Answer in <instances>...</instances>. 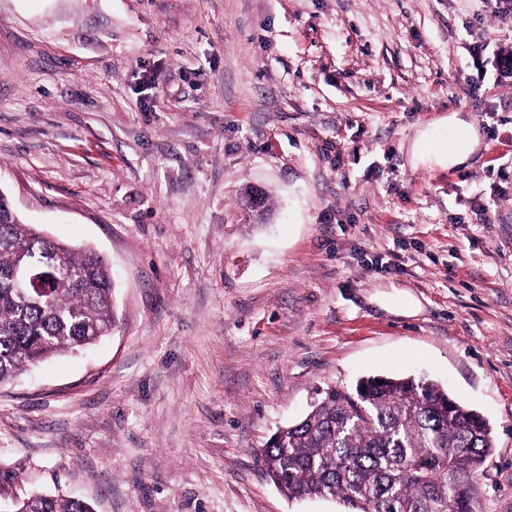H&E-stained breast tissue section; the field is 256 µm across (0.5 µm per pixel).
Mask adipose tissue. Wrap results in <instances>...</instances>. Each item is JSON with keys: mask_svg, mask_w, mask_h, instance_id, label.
Returning <instances> with one entry per match:
<instances>
[{"mask_svg": "<svg viewBox=\"0 0 512 512\" xmlns=\"http://www.w3.org/2000/svg\"><path fill=\"white\" fill-rule=\"evenodd\" d=\"M457 132V139L450 144H439L438 139L443 130ZM480 137L468 118L452 114L447 119L446 127L433 126L421 130L410 148L411 161L416 165L455 168L465 165L476 153Z\"/></svg>", "mask_w": 512, "mask_h": 512, "instance_id": "ef3b65f1", "label": "adipose tissue"}]
</instances>
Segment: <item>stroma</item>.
I'll return each mask as SVG.
<instances>
[{
    "label": "stroma",
    "instance_id": "obj_1",
    "mask_svg": "<svg viewBox=\"0 0 512 512\" xmlns=\"http://www.w3.org/2000/svg\"><path fill=\"white\" fill-rule=\"evenodd\" d=\"M492 39L473 0H0V191L105 255L116 316L0 385V512H347L255 453L374 374L482 415L512 512V85L464 79ZM453 112L495 159L412 167ZM11 512H93L91 506L80 499H66L51 494H36L13 503Z\"/></svg>",
    "mask_w": 512,
    "mask_h": 512
}]
</instances>
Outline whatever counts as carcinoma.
I'll use <instances>...</instances> for the list:
<instances>
[{"instance_id":"1","label":"carcinoma","mask_w":512,"mask_h":512,"mask_svg":"<svg viewBox=\"0 0 512 512\" xmlns=\"http://www.w3.org/2000/svg\"><path fill=\"white\" fill-rule=\"evenodd\" d=\"M27 259L49 272L39 291L13 278ZM107 261L45 236L0 200V384L112 333ZM495 448L479 414L426 378L368 376L329 387L258 453L290 498H338L350 512H478L476 474ZM11 512H92L80 499L36 494Z\"/></svg>"}]
</instances>
